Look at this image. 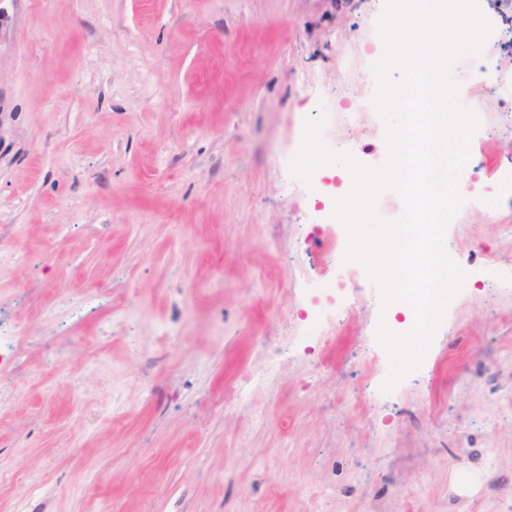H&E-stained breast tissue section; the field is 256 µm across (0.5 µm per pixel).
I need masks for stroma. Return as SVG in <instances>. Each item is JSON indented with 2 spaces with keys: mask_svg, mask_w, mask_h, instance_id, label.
I'll use <instances>...</instances> for the list:
<instances>
[{
  "mask_svg": "<svg viewBox=\"0 0 512 512\" xmlns=\"http://www.w3.org/2000/svg\"><path fill=\"white\" fill-rule=\"evenodd\" d=\"M512 77V0H477ZM386 0H0V512H512V205L468 211L447 255L482 251L420 365L395 385L378 328L402 335L363 264L334 262V184L293 175L298 140L377 168ZM479 186L512 168L488 105ZM333 304L329 340L309 335ZM74 290V303L62 298ZM276 355L251 404L213 408ZM421 495H411L414 485Z\"/></svg>",
  "mask_w": 512,
  "mask_h": 512,
  "instance_id": "35a3bbf8",
  "label": "stroma"
}]
</instances>
